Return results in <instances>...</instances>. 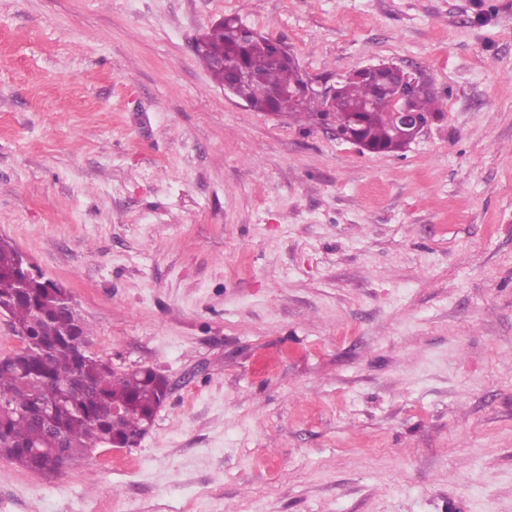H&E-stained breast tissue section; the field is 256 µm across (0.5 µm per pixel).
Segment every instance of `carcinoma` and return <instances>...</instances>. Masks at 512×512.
Segmentation results:
<instances>
[{"mask_svg": "<svg viewBox=\"0 0 512 512\" xmlns=\"http://www.w3.org/2000/svg\"><path fill=\"white\" fill-rule=\"evenodd\" d=\"M237 23V16H224L204 33L206 48L197 53L220 85L227 68L248 69L250 78L233 85L235 97L258 112L288 113L353 130L358 144L371 152L406 147V131L386 116L398 83L349 73L336 80L332 96L311 94L301 100L293 90L305 83L306 75L294 56L275 53L271 38L256 30L239 37ZM219 55L224 56V70L214 67ZM436 102L430 86L411 98L413 111L422 118L436 112ZM17 254L10 241L0 238V305L8 309L12 329L27 332L21 349L0 357V459L36 471L54 458L60 443L67 449V466L92 448L126 440L154 421L169 385L153 369L119 374L103 359L81 355L80 339L89 336L86 323H81L80 336L71 335L76 310L63 305L55 283L16 267ZM49 403L55 413L46 419L42 409ZM114 403L124 406L118 422L112 420Z\"/></svg>", "mask_w": 512, "mask_h": 512, "instance_id": "cac0c4a2", "label": "carcinoma"}]
</instances>
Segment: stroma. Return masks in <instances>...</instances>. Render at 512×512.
I'll return each instance as SVG.
<instances>
[{
  "mask_svg": "<svg viewBox=\"0 0 512 512\" xmlns=\"http://www.w3.org/2000/svg\"><path fill=\"white\" fill-rule=\"evenodd\" d=\"M227 14L440 114L253 111L194 50ZM0 237L170 383L137 447L0 459V512H512V0H0Z\"/></svg>",
  "mask_w": 512,
  "mask_h": 512,
  "instance_id": "stroma-1",
  "label": "stroma"
}]
</instances>
